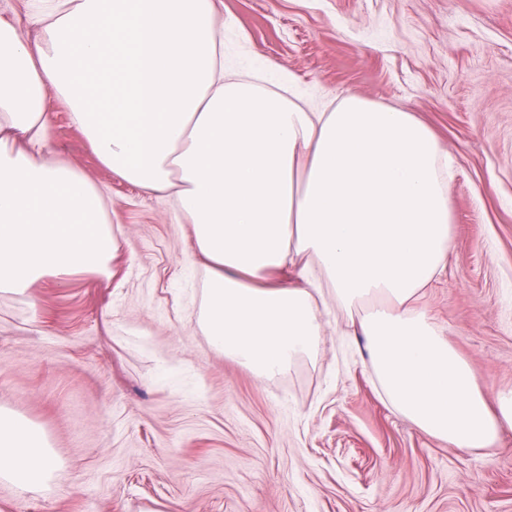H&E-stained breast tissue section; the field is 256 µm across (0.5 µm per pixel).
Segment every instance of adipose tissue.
I'll return each instance as SVG.
<instances>
[{"instance_id": "1", "label": "adipose tissue", "mask_w": 512, "mask_h": 512, "mask_svg": "<svg viewBox=\"0 0 512 512\" xmlns=\"http://www.w3.org/2000/svg\"><path fill=\"white\" fill-rule=\"evenodd\" d=\"M31 0L28 39L0 19V293L105 265L104 198L51 160L55 94L100 161L172 192L207 262L199 326L258 379L315 354L347 315L374 384L425 435L482 449L512 431V389L486 395L423 299L448 268V153L412 113L357 95L321 112L225 81L217 0ZM296 270L300 286L276 285ZM58 460L0 411V478L27 491Z\"/></svg>"}]
</instances>
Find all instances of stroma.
Masks as SVG:
<instances>
[{"instance_id": "1", "label": "stroma", "mask_w": 512, "mask_h": 512, "mask_svg": "<svg viewBox=\"0 0 512 512\" xmlns=\"http://www.w3.org/2000/svg\"><path fill=\"white\" fill-rule=\"evenodd\" d=\"M224 77L413 113L453 163L448 271L424 301L486 393L512 387V0H222ZM48 151L110 200L108 272L0 294V410L58 458L0 512H512V432L456 449L386 406L353 337L254 377L198 327L206 271L172 199L100 163L49 98Z\"/></svg>"}]
</instances>
